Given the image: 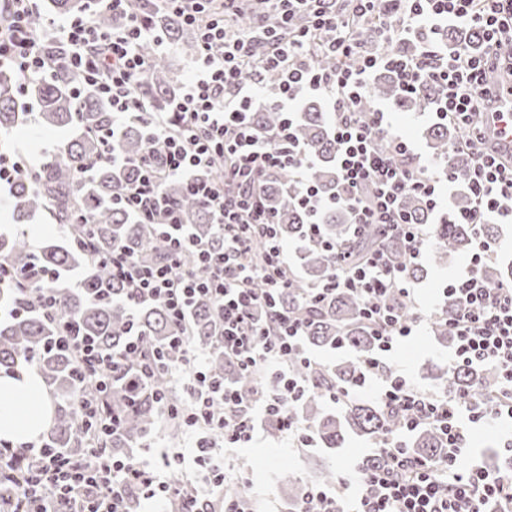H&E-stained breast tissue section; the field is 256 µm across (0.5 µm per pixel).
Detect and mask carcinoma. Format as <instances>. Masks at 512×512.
Returning a JSON list of instances; mask_svg holds the SVG:
<instances>
[{
  "label": "carcinoma",
  "mask_w": 512,
  "mask_h": 512,
  "mask_svg": "<svg viewBox=\"0 0 512 512\" xmlns=\"http://www.w3.org/2000/svg\"><path fill=\"white\" fill-rule=\"evenodd\" d=\"M139 12L160 28L183 57H193L197 51L195 31L174 15L156 11L152 0H139ZM50 9L60 14L87 12L90 0H50ZM448 49L467 42L479 46L480 37L469 31L450 29L444 35ZM149 60L146 76L138 85L137 95L155 112H164L171 98L181 89V75L169 56L145 49ZM435 92L424 89L415 97L402 95L396 81L387 72L376 73L371 80L369 102L384 101L398 110L424 112L431 108ZM26 97L35 101L38 111H22L19 78L9 68L0 69V140L9 142L18 125L33 120L43 127L73 131L60 144L61 160H48L38 170L33 181H21L11 189L10 200L15 220L14 234L0 236V256L8 259L30 288H48L55 298L57 317L71 319L80 333L91 336L107 352H121L127 343L126 329L133 324L140 329L152 347L158 349L159 365L152 377L142 382L135 367L140 358L128 360L129 368L112 374L99 399L100 418L112 416L119 420L114 432L99 437V447L124 458L146 445L148 438L162 424V414L156 396L181 403L174 389L170 369L180 364L184 352L170 347L176 327L164 306L155 303L131 310L126 302L127 290L112 279L110 268L99 264L89 253H112L120 246L128 253L147 259L161 260L168 256L169 247L159 237H151L128 212L112 205L116 188L134 180L137 171L131 167L112 168L102 161L88 181L78 183L76 175L87 161L100 156L104 145L96 131L112 127V114L96 92L83 85L81 76L72 70L60 69L52 80L29 84ZM282 120L272 105L252 113V128L258 137L267 138ZM333 115L322 103L308 100L301 106L299 121L294 129L297 141L316 157L308 172L309 182L324 197H333L338 190L336 143L332 134ZM146 131L137 117L125 124L118 140L120 152L137 158L145 151ZM426 143L433 154L444 159L458 140L453 125L436 122L429 125ZM186 215L196 231L207 238L214 237L207 208L193 198L178 182L165 188ZM265 194L276 224L273 229L283 242H299L297 263L302 276L293 287L278 297L282 311L298 315L307 321L306 342L317 348L335 347L343 343L353 353L351 361L328 366L319 376H310L311 386L296 406L298 421L324 448H340L349 434L366 437L383 444L401 427L400 419L376 402L348 400L336 413L323 407L327 391L348 387L360 372L359 359L373 347L361 318V298L350 292L332 291L326 298L309 304L302 298L309 284H324L330 279L332 258L320 245L308 240L306 214L297 201L300 189L289 169L283 168L263 179ZM404 210L418 224H431L425 203L409 194L402 201ZM47 212L58 224L76 225L77 236L64 241L48 242L34 251L28 245L24 227L29 217ZM323 232L329 241L344 244L356 256L362 257L380 245L394 264L407 263L406 256L394 239L385 236L382 228L370 224L354 239L349 234V216L342 210L330 209L323 216ZM433 247L429 250V265L443 268L448 259L468 254L472 250V228L468 224H432ZM87 241V247L78 241ZM455 312V303L446 305L432 316V327L444 342H451L446 320ZM215 313L211 301L200 296L190 312L192 346L208 352L212 376L226 378L246 404L259 403L268 384L253 373L239 372L224 364V351L217 346L213 323ZM56 322L32 310L15 318L0 321V371L13 375L19 368L36 371L54 394L55 412L41 443L49 448H62L79 458L84 454L89 424L81 421L75 404L80 395V382L71 355L55 347ZM439 389L449 393H465L472 402L485 404L497 390L498 372L490 366L448 368L441 372ZM405 450L414 457L435 459L445 448L440 434L433 429H419ZM306 484L297 478L288 479V512L301 503Z\"/></svg>",
  "instance_id": "1"
}]
</instances>
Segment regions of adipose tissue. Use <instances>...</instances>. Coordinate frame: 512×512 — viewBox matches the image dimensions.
<instances>
[{
    "instance_id": "ef3b65f1",
    "label": "adipose tissue",
    "mask_w": 512,
    "mask_h": 512,
    "mask_svg": "<svg viewBox=\"0 0 512 512\" xmlns=\"http://www.w3.org/2000/svg\"><path fill=\"white\" fill-rule=\"evenodd\" d=\"M53 416L43 379L34 372L0 376V439L13 443L36 440Z\"/></svg>"
}]
</instances>
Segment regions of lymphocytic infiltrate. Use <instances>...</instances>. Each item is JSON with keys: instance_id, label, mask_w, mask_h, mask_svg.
<instances>
[{"instance_id": "f902f5d3", "label": "lymphocytic infiltrate", "mask_w": 512, "mask_h": 512, "mask_svg": "<svg viewBox=\"0 0 512 512\" xmlns=\"http://www.w3.org/2000/svg\"><path fill=\"white\" fill-rule=\"evenodd\" d=\"M93 2L94 11L51 19L37 28L32 18L39 0H0V67L13 69L25 85L62 67L82 72L86 84L109 104L107 137H116L131 115L144 117V154L132 160L111 148L103 158L116 167L137 168V178L122 186L113 201L132 211L148 233L167 237L171 250L166 261L148 264L117 248L108 265L113 279L126 288L131 307L163 304L180 330L174 342L184 346L186 357L177 381L190 403L183 410L165 403L161 410L169 417L183 416L186 426L196 430L194 458L208 462L210 494L222 499L224 512H250V503L233 494L223 459L212 454L213 437H222L228 452L252 442L260 411L277 417L298 446L314 443L293 409L310 385L309 371L320 363L305 349L304 322L274 309L276 296L291 288L294 273L256 188L258 177L283 167L301 188L299 202L308 214L311 239L321 237L322 212L336 207L349 213L353 232L379 224L404 240L403 267L389 266L379 249L359 262L344 248L329 245L334 274L327 284L308 286L305 296L318 302L330 291L348 290L361 298L376 350L360 361V383L384 376L379 400L399 416L403 432L432 427L440 431L445 448L442 458L422 461L404 452L402 440L385 443L386 464L359 468L352 495L340 498L332 489L312 486L298 512H310L315 505L322 512H512V477L458 465L470 426L512 420V282L484 278L482 270L497 245L481 232L487 221L512 218V163L494 150L495 117L485 109L489 74L512 80V0H348L344 5L339 0H257L260 9L243 31L232 23L241 0H157L160 11L199 30L192 75L167 111L158 113L137 97L149 67L143 48L164 53L169 43L132 9V0ZM100 12L124 13L126 22L103 28L96 21ZM451 26L479 32L481 48L465 43L445 49L443 34ZM416 36L422 39L417 52L405 55L400 44ZM48 40L65 45L64 59L45 51ZM315 53L329 56L333 68L315 67L310 61ZM248 65L255 76L243 85L240 74ZM382 70L392 73L405 94L437 90L433 114L452 123L461 145L473 151L466 176H459L450 162L421 157L396 131L388 106L363 111L371 78ZM268 72L280 77L275 104L283 122L263 140L252 131L250 113ZM315 95L325 98L334 114L340 190L330 199L309 184L313 157L293 136L301 101ZM171 180L182 181L207 207L214 240L197 239L183 223L164 191ZM230 184L236 194L227 193ZM461 189L471 195L473 207L450 210ZM407 193L425 201L431 224H469L475 231L469 264L444 294L458 307L448 321L454 338L449 366L489 364L499 373L500 389L485 406H475L464 394L421 392L404 377L384 372L383 353L410 336L421 319L408 268L418 263L431 224L414 223L401 211L400 199ZM258 242L265 250L261 266L249 261ZM187 248L197 255L198 270L181 267L179 257ZM257 280L263 281L262 289L254 288ZM393 294L402 298L410 316L395 310L389 301ZM199 295L208 296L215 308L225 361L272 381L260 406L243 403L190 348L189 311ZM58 343L77 361L82 389L77 406L85 413L95 412L105 378L125 365L128 353H142L145 346L142 334L133 332L126 351L104 354L69 321ZM298 359L306 368L301 376L292 371ZM184 461L177 454L157 467L113 457L92 444L76 464L61 448L26 443L18 449L1 442L0 479L14 492L6 512H122L132 490L145 499L207 502L209 494L193 485L172 483L171 469Z\"/></svg>"}]
</instances>
